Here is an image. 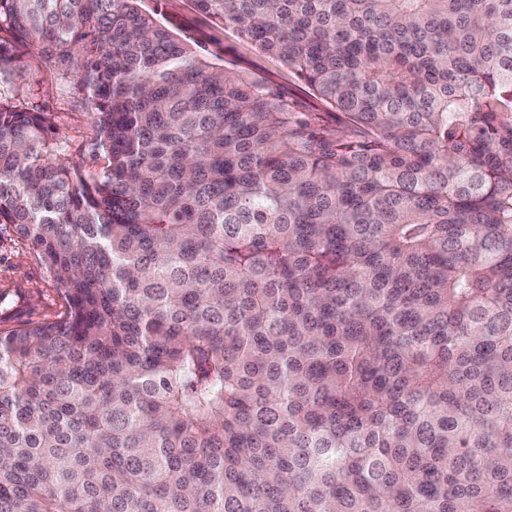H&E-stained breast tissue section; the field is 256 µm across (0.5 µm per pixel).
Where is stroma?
I'll use <instances>...</instances> for the list:
<instances>
[{"instance_id": "35a3bbf8", "label": "stroma", "mask_w": 512, "mask_h": 512, "mask_svg": "<svg viewBox=\"0 0 512 512\" xmlns=\"http://www.w3.org/2000/svg\"><path fill=\"white\" fill-rule=\"evenodd\" d=\"M160 11L172 32L189 37L198 49L225 70L267 82L303 112H324L328 106L302 81L271 57L258 52L230 30L213 24L193 0H144ZM24 62L20 78L0 85V92L29 110L52 115L53 134L76 148L86 176L97 175L101 162L93 155L95 128L76 84L57 80L52 66L30 48H20ZM66 304L28 241L8 226H0V332L63 318Z\"/></svg>"}]
</instances>
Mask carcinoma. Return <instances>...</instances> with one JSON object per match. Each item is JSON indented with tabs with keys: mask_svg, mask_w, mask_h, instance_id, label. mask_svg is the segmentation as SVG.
<instances>
[{
	"mask_svg": "<svg viewBox=\"0 0 512 512\" xmlns=\"http://www.w3.org/2000/svg\"><path fill=\"white\" fill-rule=\"evenodd\" d=\"M0 0L105 166L0 97V225L64 318L0 333V512H512V0ZM143 6L149 10L158 7L161 15L157 17L163 24L182 38L190 37L200 51L224 66L225 71L267 82L294 101L302 112H336L286 67L258 52L232 30L213 24L196 9L192 0H145Z\"/></svg>",
	"mask_w": 512,
	"mask_h": 512,
	"instance_id": "carcinoma-1",
	"label": "carcinoma"
}]
</instances>
